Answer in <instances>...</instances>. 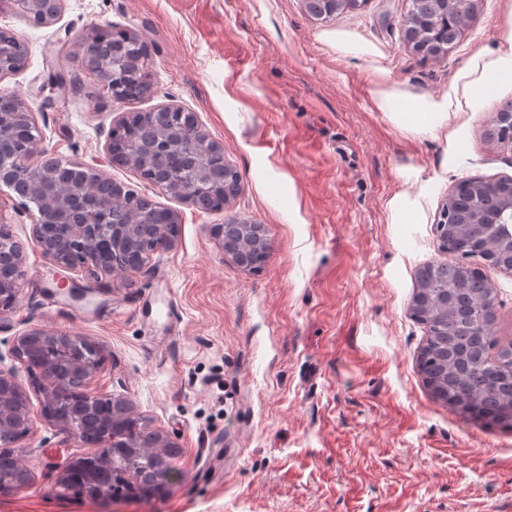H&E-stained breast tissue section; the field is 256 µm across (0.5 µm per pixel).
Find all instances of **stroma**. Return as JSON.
Listing matches in <instances>:
<instances>
[{"label":"stroma","instance_id":"35a3bbf8","mask_svg":"<svg viewBox=\"0 0 512 512\" xmlns=\"http://www.w3.org/2000/svg\"><path fill=\"white\" fill-rule=\"evenodd\" d=\"M409 6L362 0L318 21L304 0H66L47 26L0 13V29L28 47L24 69L0 89L27 102L42 149L181 220L148 271L76 302L32 240L24 200L0 185V222L28 268L0 322V366L15 367L33 422L14 450L30 478L0 495V512H512V429L432 397L416 363L425 328L410 312L419 271L443 257L435 225L449 190L512 177V146L488 135L512 104V78L497 64L512 0H481L438 60L408 44ZM94 25L149 42V98L114 101L75 59ZM452 88L469 118L448 122L453 152L373 100L393 92L409 112ZM163 103L194 112L239 171L241 191L223 211L105 163L114 120ZM240 218L266 231L269 257L254 271L210 232ZM483 273L497 294L495 334L512 343V272ZM30 327L101 347L88 393L130 400L178 445L164 495L60 491L59 473L83 450L44 422L37 374L9 353Z\"/></svg>","mask_w":512,"mask_h":512}]
</instances>
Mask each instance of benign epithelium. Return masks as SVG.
I'll return each mask as SVG.
<instances>
[{
	"instance_id": "benign-epithelium-1",
	"label": "benign epithelium",
	"mask_w": 512,
	"mask_h": 512,
	"mask_svg": "<svg viewBox=\"0 0 512 512\" xmlns=\"http://www.w3.org/2000/svg\"><path fill=\"white\" fill-rule=\"evenodd\" d=\"M65 0H0V12L9 11L23 14L35 25L45 26L56 21L62 14ZM358 0H306L309 13L318 20H325L334 14L327 5L343 8L354 6ZM434 13L456 10L457 0H413ZM25 66L19 57L9 53L0 45V81L13 75ZM146 70L140 62L130 65L125 56H117L112 66L97 77L110 85L112 99L120 100L118 90L132 80V77ZM153 114L185 119L182 126L180 146L186 151L197 147L204 152L224 157V146L208 137L202 130L195 113L184 107L166 103L151 110ZM134 114H122L114 121L105 146V160L109 165L128 167V156L112 153L116 135L128 127ZM18 126L35 127L31 112L0 113V133L13 132ZM494 135L504 144L512 145V113L499 112L496 116ZM40 153V140L33 136L22 142L20 149L9 159H0V184L10 188L25 184L29 195H42L44 202L30 213L33 239L39 244L45 259L58 268L73 273H82L99 281L101 276L119 273L142 272L146 263L141 257L123 249L124 241L130 239V230L135 224H110L102 216L98 224H47L41 210L49 206L63 216L80 212L85 198L90 194L87 186L88 173L85 166L75 161L54 159L52 168L45 170L30 164V159ZM143 179L156 187L160 193L171 195L192 205L199 204V197L206 195V187L196 177L189 180L155 181L146 168H141ZM470 197L462 212L464 222L469 224H496L505 216H512V178L487 181L473 178L468 183ZM458 188L448 194L441 218L436 224L439 239L445 242L443 254L457 257L464 265L459 250L446 246L448 234L446 223L450 216L449 207L455 203ZM163 229L167 233V246L173 247L178 237L180 217L170 208L164 210ZM16 238L10 225H0V253L9 256L6 267L0 268V317L10 311L19 301L28 274L24 248L15 246ZM16 359L30 371L39 374L40 413L52 427L65 433L79 447L96 448L98 452L78 457L66 463L57 478V485L64 490L75 483L77 465L87 461L86 492L95 500H109L115 494L114 474L116 465L130 458L131 449L141 455L160 451H171L176 443L163 433L149 428L137 413L133 404L121 397L100 398L87 393L71 392L69 377L62 369L75 371L81 378L82 386L101 367L100 347L96 344L63 331H52L31 327L14 336L11 347ZM119 417L133 423L132 431L123 435L120 448L113 447L116 436L112 435V419ZM32 420L26 392L22 389L11 369L0 367V447L12 448L30 432ZM28 475L20 459H14L11 470L0 469V489L11 486L17 474Z\"/></svg>"
}]
</instances>
